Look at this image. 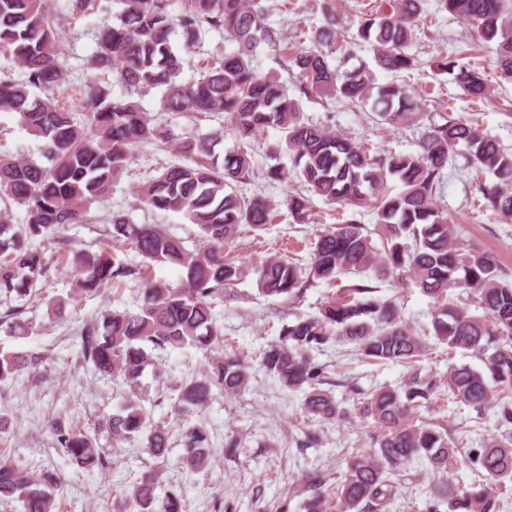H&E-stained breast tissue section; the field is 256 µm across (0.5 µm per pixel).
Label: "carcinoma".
<instances>
[{
  "mask_svg": "<svg viewBox=\"0 0 512 512\" xmlns=\"http://www.w3.org/2000/svg\"><path fill=\"white\" fill-rule=\"evenodd\" d=\"M427 0H374L360 12L356 32L340 42L336 12L324 8V24L312 31L310 47L286 53L283 34L268 23L261 0H0V57L18 67L0 69V110L18 115L19 124L39 140L32 157L0 155V289L21 300L0 313L9 335L26 338L30 324L24 299L37 293L51 264L42 245L53 242L64 256L78 291L95 295L108 285L141 282L142 304L136 313L108 307L79 329L83 360L126 386L116 413L98 427L115 442L141 436L156 458L168 449L167 432L142 405L141 378L156 366L153 352L193 346L213 355L199 378L181 383L176 408L202 409L215 393L236 395L251 379L249 367L235 353L224 352L223 326L211 298L246 276L243 266L224 255V244L240 227L266 230L277 204L264 195L245 196L240 186L253 175L250 153L242 149L258 132L282 133L272 154L288 151L290 165L269 167V181H297L306 191L331 203L365 209L375 219L369 231L356 218L319 236L306 264L269 258L257 269L258 291L266 296L300 299L317 281L340 275L366 276L384 271L392 280L412 283L432 299L433 336L448 347L486 356L489 375L467 365L450 364L444 372H422L417 365L426 349L424 337L401 319L393 297L377 295L364 282L344 289L346 298L322 304L319 312L282 325L277 341L262 353L261 368L283 387L303 395L304 412L318 421L372 419L380 427L377 448L351 454L345 469L328 485L322 472L306 476L305 512H323L328 489L335 490L336 512H389L401 486L402 471L414 460L431 472L427 512H500L494 488L512 484V437L488 439L462 452L448 442L439 421L414 422L432 395L446 389L458 403L484 411L497 403L500 421L512 423V401L497 400L499 387L512 388V282L496 257L485 251L460 252L448 215L438 205L450 155L463 148L467 165L493 177L478 185L485 208L503 223L512 222V154L471 122L450 113L429 124L412 153L372 150L364 144L300 118L302 100L334 99L343 106L369 108V119L384 129L419 122L421 106L405 86L381 83L376 71L397 74L421 62L409 48L419 31ZM121 9L116 21L90 23L96 50L90 68L113 80L73 83L59 60V47L76 20ZM437 9L467 18L477 41L494 47L500 78L512 82V0H437ZM224 33L237 49L203 59L196 72L183 75V59L174 42L198 47L205 34ZM283 51L285 67L296 72L299 95L281 77L254 66L259 45ZM368 52L373 64L358 56ZM430 67L447 74L472 101L491 100L498 92L483 72L440 54ZM120 92H115L114 88ZM157 89L164 112H194L206 119L224 114L228 126L202 134H181L155 125L135 100ZM239 148L217 150L224 131ZM160 142L179 161L135 188L137 201L177 213L197 225L202 246L189 249L160 224H136L129 212L116 210L104 229L107 247L95 252L73 249L63 236L70 224L89 223L90 208L128 173L146 143ZM308 199L288 197L293 218L305 220ZM24 210L14 223L13 207ZM378 234L380 243L373 241ZM130 244L146 260L180 272L178 283L145 280L139 268L118 258L112 248ZM461 288L466 295L451 297ZM482 310L474 315L470 306ZM332 341L355 345L368 361L406 369L397 388L355 391L361 401L349 412L320 388L324 368L312 351ZM43 357L35 352L0 355V382L25 370L35 371ZM56 446L82 469L104 466L96 438L72 429L58 416L51 423ZM184 467L196 471L213 458L206 427L183 432ZM468 465L486 483L462 490L453 482L458 463ZM161 474L145 473L132 483L116 512H183L181 496L156 494ZM59 478H30L17 461L0 458V501H17L23 512H51Z\"/></svg>",
  "mask_w": 512,
  "mask_h": 512,
  "instance_id": "cac0c4a2",
  "label": "carcinoma"
}]
</instances>
